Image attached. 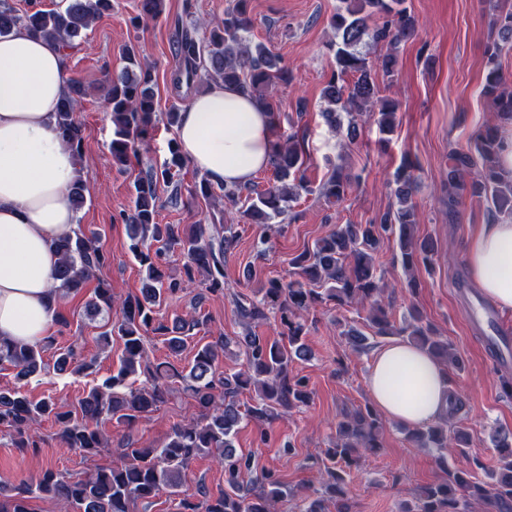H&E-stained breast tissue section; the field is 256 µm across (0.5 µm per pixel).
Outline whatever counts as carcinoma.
I'll use <instances>...</instances> for the list:
<instances>
[{
  "label": "carcinoma",
  "instance_id": "obj_1",
  "mask_svg": "<svg viewBox=\"0 0 512 512\" xmlns=\"http://www.w3.org/2000/svg\"><path fill=\"white\" fill-rule=\"evenodd\" d=\"M249 6L250 0H234L233 6L224 10L222 25L212 28L202 40L193 30L181 29L177 40L179 69L174 73V81L233 86L253 98L276 122L278 103L269 89L290 82L292 75L264 44L248 39L252 26ZM111 9L112 0H65L64 7L58 10H35L20 15L8 0H0V36L24 26L67 51L86 41L95 18ZM164 11L165 0H142L141 12L133 18V25L156 21ZM330 24L334 40L329 49L335 68L321 92L322 117L339 129L340 113L367 114L381 133L392 132L399 105L380 96L374 69L390 76L397 57L387 54L372 61L369 55L381 44L396 46L415 36L416 23L405 7V0H339ZM490 27L493 39L484 50L482 93L492 102L494 121L477 131L473 149H453L448 153V214L454 213L459 198L468 195L485 199L493 220L512 215V174L505 173L500 164L505 131L512 126V91L504 89L500 62L503 51L512 49V9L496 11ZM125 59L127 66L109 80L105 97L114 127L112 163L121 169L129 162L134 141L148 134L156 116L152 68L141 63L131 47ZM85 95L82 82L71 79L56 107L57 131L76 155L81 153L83 141L77 112ZM185 166L181 151L171 146L162 168H151L136 179L134 208L121 215L122 222L131 230L129 249L146 270L141 295L125 298L116 316L112 315L110 285L99 284L95 300L90 302L94 313L104 317L101 340L107 344L117 335L123 341L117 373L91 387L75 409H67L51 398L34 401L18 388L0 390V427L16 434L15 447H38L36 426L51 417L63 447L79 452L92 462V467L86 476L74 480L61 479L50 466L43 468L36 478L17 485L0 479V512H33L31 501L37 498L53 501L61 512H133L136 502L155 498L162 492L173 497L177 512H197L199 505L194 499L198 497L205 504L204 512H277V506L288 502L294 492L270 471L262 473L259 493L243 492V475L251 470L252 460L249 455L236 453L233 439L245 420L270 423L309 402L307 379L293 375L290 366L294 360L311 355L304 342L305 323L311 310L322 304L331 303L338 308L366 306L373 335L404 336L407 342L428 350L445 366L464 369L462 357L447 339L437 335L417 308H410L408 317L397 327L391 320V303L382 298L374 253L383 239H397L401 266L412 292L418 288L414 271L421 266L430 267L436 253L432 240L416 236L418 214L411 200L415 178L409 163L396 171V203L380 217L379 223L336 226L312 248L291 259L298 279L286 283L269 279L257 289L254 299L237 301V313L246 328L242 339L234 342L220 336L204 344L186 372L171 363L150 368L146 363L148 334L165 337L176 354L184 346L182 330L186 325H200L198 319H177L169 326L157 317V309L166 297L196 284L210 295H224V258L239 236L235 224L221 223L209 234L202 224L185 226L156 221L158 184L173 185L171 202H180L181 185L173 184V179ZM268 166L274 182L265 190H256L254 184H214L203 176L188 189V194L222 199L233 206L241 202L245 206L243 214L253 223L269 225L303 193L316 191L325 201L339 203L353 185L352 177L338 167L317 189H312L305 175L307 155L296 132L273 144ZM85 191L82 179L71 184L68 197L74 209L84 206ZM53 245L60 256L55 272L60 298L83 288L108 261L97 233L87 234L80 227L55 239ZM175 247L186 257L183 276L179 278L167 277L161 270L166 251ZM271 318L280 323V340H270L252 331ZM233 342L244 349L246 370L224 375L218 372L219 353ZM55 344L56 337L51 335L35 344L0 337V364L12 365L16 378L26 380L44 369V356ZM95 363L94 358H78L71 347L55 361L58 370L75 372L87 371ZM142 371L148 372L149 382L137 387L136 375ZM174 379L187 384L202 410V419L174 425L167 443L160 448L123 449V464L119 467L95 464V457L105 447L103 425L111 420L134 423L166 401L168 382ZM245 391L251 393V401L242 404L238 397ZM384 425L383 416L369 403L343 415L336 424L334 447L327 449L326 462L320 469L324 494L306 497L303 512H326L327 496L336 501V512H351L348 500L352 491L346 469L360 452L375 453L381 448L379 435ZM407 439L418 447L436 450L442 476L422 487L402 512H467L475 506L484 507V512H512V432L495 439L500 466L489 482L476 477L477 471L486 467L480 457L468 451L469 433L449 424L448 418L408 432ZM450 454L462 459V463L448 465ZM201 455H213L224 463V493L216 498L206 497L199 487L193 492L186 488L185 472Z\"/></svg>",
  "mask_w": 512,
  "mask_h": 512
}]
</instances>
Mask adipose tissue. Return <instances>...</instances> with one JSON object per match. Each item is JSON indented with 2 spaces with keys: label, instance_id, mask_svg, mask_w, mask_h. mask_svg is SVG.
Listing matches in <instances>:
<instances>
[{
  "label": "adipose tissue",
  "instance_id": "1",
  "mask_svg": "<svg viewBox=\"0 0 512 512\" xmlns=\"http://www.w3.org/2000/svg\"><path fill=\"white\" fill-rule=\"evenodd\" d=\"M65 81L57 45L22 26L0 36V336L15 342L48 335L59 263L52 241L77 225L68 189L78 163L55 120ZM176 138L211 182L243 186L268 165L271 118L237 89L216 85L182 112ZM468 265L475 288L512 312V218L481 226L469 243ZM367 384L375 408L405 427L429 424L446 407L445 367L399 340L377 350Z\"/></svg>",
  "mask_w": 512,
  "mask_h": 512
}]
</instances>
